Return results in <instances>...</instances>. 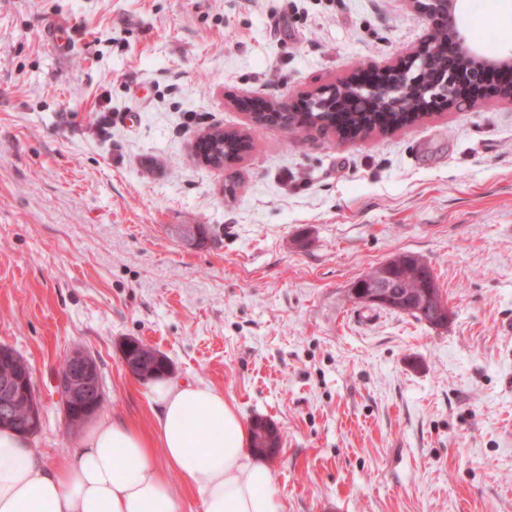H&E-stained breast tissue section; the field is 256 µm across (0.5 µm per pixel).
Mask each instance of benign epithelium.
<instances>
[{"mask_svg":"<svg viewBox=\"0 0 512 512\" xmlns=\"http://www.w3.org/2000/svg\"><path fill=\"white\" fill-rule=\"evenodd\" d=\"M411 8L430 23V30L448 31V71L432 73V40L426 36L412 47L405 59L377 69H364L361 76L344 78L336 83L324 84L306 94L297 103L286 96L274 97L271 102L278 112H308L322 109V96L336 90L338 112H396L401 101L427 85L429 103L420 109L429 113L440 107L465 110L474 106L475 94L484 85L480 65L474 63L479 50L469 39L461 25L458 0H410ZM401 72L405 80L397 86L387 83L386 77ZM369 288L364 297L368 304L386 305L393 293L382 275L373 271L352 285L353 293ZM67 365L55 376L56 389L61 398L64 415L75 423L83 424L95 413L93 398L99 395L100 381L96 359L81 349L66 356ZM30 387L23 379L11 373L0 377V424L14 420V402L29 396Z\"/></svg>","mask_w":512,"mask_h":512,"instance_id":"1","label":"benign epithelium"}]
</instances>
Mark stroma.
I'll return each mask as SVG.
<instances>
[{
    "mask_svg": "<svg viewBox=\"0 0 512 512\" xmlns=\"http://www.w3.org/2000/svg\"><path fill=\"white\" fill-rule=\"evenodd\" d=\"M427 31L407 0H0V346L33 370L47 462L83 436L54 384L72 348L102 415L150 427L121 362L137 339L276 426L282 512H512V104L356 142L234 104L397 62ZM214 126L254 142L232 195L193 157ZM406 252L446 326L350 299Z\"/></svg>",
    "mask_w": 512,
    "mask_h": 512,
    "instance_id": "obj_1",
    "label": "stroma"
}]
</instances>
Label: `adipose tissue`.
I'll list each match as a JSON object with an SVG mask.
<instances>
[{"label":"adipose tissue","instance_id":"adipose-tissue-1","mask_svg":"<svg viewBox=\"0 0 512 512\" xmlns=\"http://www.w3.org/2000/svg\"><path fill=\"white\" fill-rule=\"evenodd\" d=\"M150 429L107 418L74 455L49 464L27 437L0 431V512H182L180 479L203 512H281L269 468L222 391L196 381H157Z\"/></svg>","mask_w":512,"mask_h":512}]
</instances>
